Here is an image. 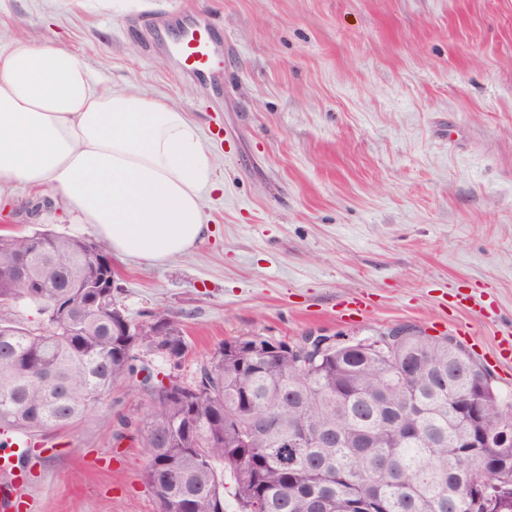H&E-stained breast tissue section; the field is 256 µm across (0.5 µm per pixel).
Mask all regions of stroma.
Here are the masks:
<instances>
[{
  "instance_id": "1",
  "label": "stroma",
  "mask_w": 512,
  "mask_h": 512,
  "mask_svg": "<svg viewBox=\"0 0 512 512\" xmlns=\"http://www.w3.org/2000/svg\"><path fill=\"white\" fill-rule=\"evenodd\" d=\"M218 31L207 78L165 47L173 16ZM0 37L67 48L105 88L186 112L221 187L208 235L114 261L133 322L162 309L191 380L224 341H348L398 327L463 344L512 397V0H0ZM92 237L51 188L17 186L0 235ZM127 383L31 450L33 512H158Z\"/></svg>"
}]
</instances>
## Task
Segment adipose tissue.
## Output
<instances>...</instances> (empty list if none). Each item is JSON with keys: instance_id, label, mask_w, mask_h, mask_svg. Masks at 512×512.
I'll list each match as a JSON object with an SVG mask.
<instances>
[{"instance_id": "adipose-tissue-1", "label": "adipose tissue", "mask_w": 512, "mask_h": 512, "mask_svg": "<svg viewBox=\"0 0 512 512\" xmlns=\"http://www.w3.org/2000/svg\"><path fill=\"white\" fill-rule=\"evenodd\" d=\"M58 190L113 258L161 263L208 231L202 190L213 161L185 112L131 89L100 87L56 46L0 49V195Z\"/></svg>"}]
</instances>
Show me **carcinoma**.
<instances>
[{"label": "carcinoma", "instance_id": "cac0c4a2", "mask_svg": "<svg viewBox=\"0 0 512 512\" xmlns=\"http://www.w3.org/2000/svg\"><path fill=\"white\" fill-rule=\"evenodd\" d=\"M86 241L37 229L0 239V267L24 259L28 282L0 274V429L35 436L86 418L116 386L150 382L140 420L145 478L160 512H225L224 474L239 512H512V402L448 336L409 328L385 350L341 341L315 356L294 345H220L196 380L158 378L151 361L168 332L169 363L188 350L183 325L157 310L125 335L112 306L85 287ZM38 316L29 324L16 308ZM480 381L482 410L459 413L446 380Z\"/></svg>", "mask_w": 512, "mask_h": 512}]
</instances>
